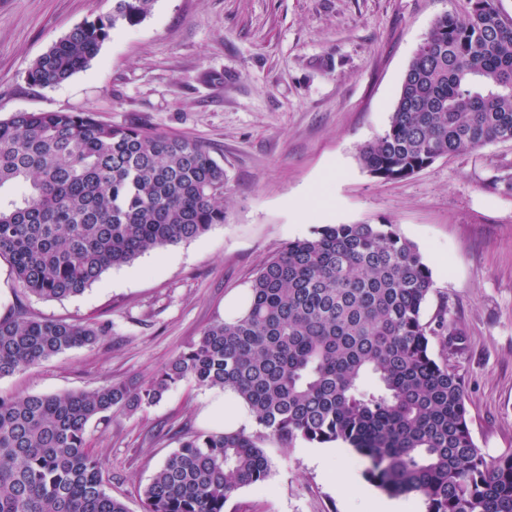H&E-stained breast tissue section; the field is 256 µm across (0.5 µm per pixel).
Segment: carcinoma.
<instances>
[{
  "mask_svg": "<svg viewBox=\"0 0 512 512\" xmlns=\"http://www.w3.org/2000/svg\"><path fill=\"white\" fill-rule=\"evenodd\" d=\"M154 0H112V13L55 41L30 83H63L120 25ZM512 142V21L496 0H469L433 23L409 63L387 129L359 149L369 174L408 178L435 160ZM0 258L27 293H83L112 267L197 238L226 219L224 167L199 142L90 112H17L0 121ZM431 271L395 225L325 224L266 260L236 316L203 329L147 381L90 392L0 396V512H128L107 491L90 423L158 403L183 382L250 407L258 430L176 432L178 447L143 487L144 512H224L262 487L297 440L343 443L390 495L425 512H512V453L487 461L467 422L460 377L437 359L461 337L422 319ZM112 323L17 310L0 319V378L74 348L104 343Z\"/></svg>",
  "mask_w": 512,
  "mask_h": 512,
  "instance_id": "1",
  "label": "carcinoma"
}]
</instances>
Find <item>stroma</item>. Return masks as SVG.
Wrapping results in <instances>:
<instances>
[{"label":"stroma","mask_w":512,"mask_h":512,"mask_svg":"<svg viewBox=\"0 0 512 512\" xmlns=\"http://www.w3.org/2000/svg\"><path fill=\"white\" fill-rule=\"evenodd\" d=\"M468 0H154L113 30L89 66L51 87L33 61L112 0H0V120L17 112H91L198 140L224 167L227 218L201 237L107 270L78 296L24 294L0 259V316L112 323L109 341L0 378V394L91 391L148 379L223 320L261 264L324 224L396 225L432 272L424 321L446 312L464 342L444 353L465 388L486 459L512 452V143L435 161L382 182L360 147L387 129L408 65L433 21ZM211 390L183 383L145 410L90 424L108 490L129 512L178 430L209 429ZM264 487L225 512H358L360 502L312 464L309 444L273 440Z\"/></svg>","instance_id":"1"}]
</instances>
